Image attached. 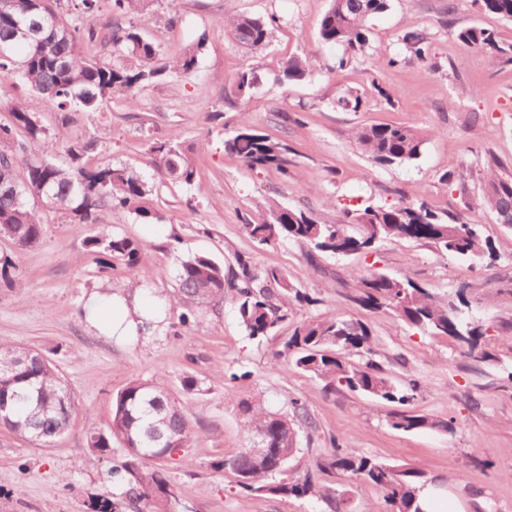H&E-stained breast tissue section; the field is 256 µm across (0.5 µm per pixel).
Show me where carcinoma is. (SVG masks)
<instances>
[{
	"label": "carcinoma",
	"instance_id": "1",
	"mask_svg": "<svg viewBox=\"0 0 512 512\" xmlns=\"http://www.w3.org/2000/svg\"><path fill=\"white\" fill-rule=\"evenodd\" d=\"M101 0H73L74 13L61 7V0H0V69L13 67L30 85L41 102L63 110L61 121H69L67 108L95 112L109 98L121 97L131 107L137 104L140 88L167 75L192 74L207 41L201 34L173 58L164 57L160 47L144 36L132 22V15L150 0H110L111 21L107 31L93 29ZM387 0H330L322 17L318 37L324 45L344 48L338 62L342 69L369 48L367 20L386 8ZM480 9L512 20V0H475ZM37 18L39 27L28 40L14 37L15 24L23 18ZM88 23L91 38L101 36L105 46L127 58L125 62L96 61L85 56L80 25ZM272 23L238 14L224 22V35L248 49L267 43ZM459 40L491 59L512 61V44L502 46L493 32L481 27L457 31ZM411 57L423 63L430 53L429 37L408 31L401 37ZM309 76L307 60L292 56L284 62L278 82L288 85ZM257 80L252 70L234 78L240 98L249 95ZM362 152L381 166L404 164L418 159L424 136L408 126L363 127L357 132ZM93 140L77 139L65 149L66 160L48 158L55 151L46 130L34 112L23 104L14 106L11 121L0 124V238L21 252L40 244L44 223L35 203L68 213L76 224L112 223V216L132 213L148 221L153 187L134 169L91 165ZM224 153L239 158L252 168H274L288 173V148L256 130L245 117L225 129ZM151 163L171 183L190 185L196 166L190 150L175 138L149 147ZM483 200L494 216L512 212V177H488ZM244 234L257 245H271L288 239L318 252L349 256L369 250L375 242L409 239L432 243L441 251L461 258H480L489 243L476 225L462 214L441 216L422 198L389 205L344 208L334 224H322L312 214L282 205L270 207L267 219L249 218L242 224ZM89 251L110 259L107 268H119L138 287L151 276L141 263L137 241L119 232L91 235ZM21 274L12 257L0 255V280L10 287ZM363 289L356 301L366 307H387L403 321L431 336L446 337L464 345L482 360L491 358L485 349V329L463 317L451 300L440 301L427 289L406 278L372 273L362 279ZM232 295L239 319L251 339L263 340L277 334L291 319L296 307L315 299L296 287L288 274L275 267H257L249 257L235 253L227 264L206 255H192L181 262L176 276V301L183 303L180 322L190 323L197 308H220ZM370 328L357 320L317 316L296 325L275 357L334 390L345 386L372 397L411 404L419 388L415 381L396 383L382 374L371 359ZM290 411L272 412L261 403L241 399L238 408L247 435V447L216 464L231 470L237 485L254 496L316 499L327 512L340 510L336 489L324 487L310 471L291 476L290 463L299 452L300 433L315 429L304 402L289 400ZM0 429L39 448L51 447L69 430L77 410L74 393L39 350L0 343ZM391 428L402 432L420 429L448 430V422L413 410L389 414ZM196 430L190 408L176 404L164 381H130L112 397V421L106 431L86 433L90 461L109 454L112 443L125 450L117 473L127 488L134 512H171L174 493L165 470L151 462L167 460L192 447ZM322 474L336 470L349 473L379 487L390 512H421L417 505L424 474L414 467L389 465L335 446L316 462Z\"/></svg>",
	"mask_w": 512,
	"mask_h": 512
}]
</instances>
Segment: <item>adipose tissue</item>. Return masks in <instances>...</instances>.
Listing matches in <instances>:
<instances>
[{"mask_svg": "<svg viewBox=\"0 0 512 512\" xmlns=\"http://www.w3.org/2000/svg\"><path fill=\"white\" fill-rule=\"evenodd\" d=\"M85 318L102 335L123 340L144 331L149 310L140 298L130 300L120 294H93L87 299Z\"/></svg>", "mask_w": 512, "mask_h": 512, "instance_id": "ef3b65f1", "label": "adipose tissue"}]
</instances>
